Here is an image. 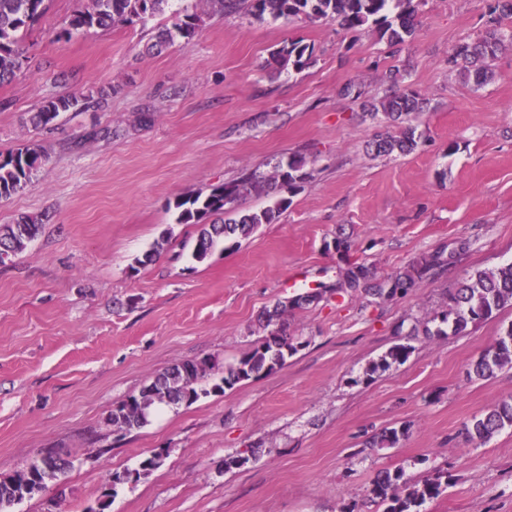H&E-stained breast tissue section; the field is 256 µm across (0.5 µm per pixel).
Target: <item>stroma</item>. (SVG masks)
<instances>
[{
  "mask_svg": "<svg viewBox=\"0 0 512 512\" xmlns=\"http://www.w3.org/2000/svg\"><path fill=\"white\" fill-rule=\"evenodd\" d=\"M490 2L422 0L414 35L395 51L332 21L209 14L193 39L153 55L147 44L195 0L72 39L61 31L79 0H50L18 44L26 64L0 84V153L36 142L49 156L0 200V224H42L0 265V477L49 448L71 467L10 512H83L109 474L159 450L163 465L117 485L110 512H375L379 472L420 481L437 469L448 488L423 512H512V428L485 443L467 434L512 397V369L470 376L512 326V307L457 334L425 333L450 291L512 261V50L479 90L448 70ZM292 40L310 45L312 63L273 72L272 52ZM392 66L429 100L425 138L409 155L376 157L367 144L382 127L346 88L375 87ZM101 92L102 110L29 121L44 99ZM292 153L311 176L279 222L196 262L197 228L177 223L174 201ZM339 238L349 252L334 250ZM463 241L453 266L407 296L331 290L345 261L383 278ZM312 291L321 299L288 312L296 351L281 369L159 408L127 434L105 425L173 364H236L261 341L263 311ZM398 344L406 361L367 375ZM402 426L396 447H369ZM239 451L248 463L225 470Z\"/></svg>",
  "mask_w": 512,
  "mask_h": 512,
  "instance_id": "35a3bbf8",
  "label": "stroma"
}]
</instances>
